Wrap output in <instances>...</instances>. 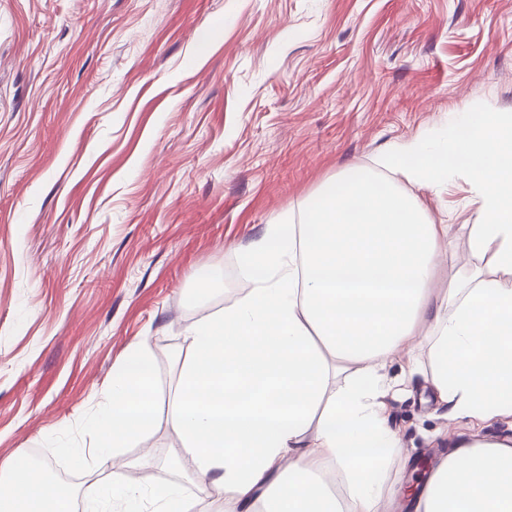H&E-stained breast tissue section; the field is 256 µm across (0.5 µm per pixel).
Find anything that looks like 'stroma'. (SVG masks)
<instances>
[{"instance_id":"obj_1","label":"stroma","mask_w":512,"mask_h":512,"mask_svg":"<svg viewBox=\"0 0 512 512\" xmlns=\"http://www.w3.org/2000/svg\"><path fill=\"white\" fill-rule=\"evenodd\" d=\"M512 113V0H0V466L24 456L89 490L91 415L131 344L165 355L172 390L187 333L249 289L239 253L355 164L448 227L435 285L486 268L462 173L421 187L381 166L442 144L473 109ZM214 277L209 291L198 288ZM396 354L412 394L379 512H407L418 462L464 437L511 442L512 417L450 419L427 381L433 321ZM161 428L114 466L144 492L208 487Z\"/></svg>"}]
</instances>
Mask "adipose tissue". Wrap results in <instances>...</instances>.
I'll list each match as a JSON object with an SVG mask.
<instances>
[{"mask_svg":"<svg viewBox=\"0 0 512 512\" xmlns=\"http://www.w3.org/2000/svg\"><path fill=\"white\" fill-rule=\"evenodd\" d=\"M383 164L419 186L451 172L470 178L481 198L470 247L491 275L436 293L447 225L348 167L301 222L284 216L246 247L253 287L189 329L191 355L166 411L150 351L129 347L92 421L98 469L168 425L178 460L216 493L207 512H376L377 476L400 446L386 358L428 318L438 327L431 383L450 415L512 412V114L467 113L442 149L412 142ZM333 473L345 479L344 501L328 490ZM58 498L27 459L0 477V512H51ZM414 512H512V446L456 442Z\"/></svg>","mask_w":512,"mask_h":512,"instance_id":"ef3b65f1","label":"adipose tissue"}]
</instances>
